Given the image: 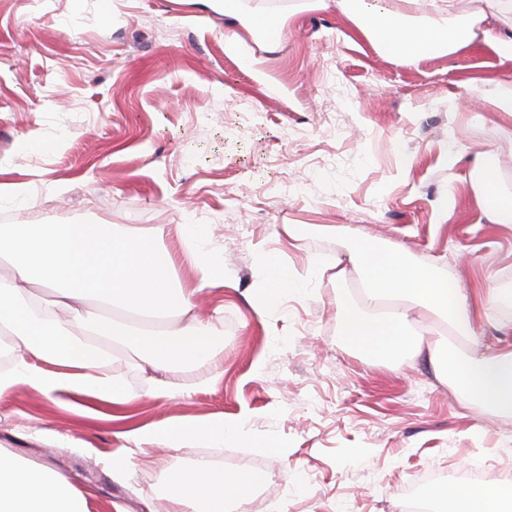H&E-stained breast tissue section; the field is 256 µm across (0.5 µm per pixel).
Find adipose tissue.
<instances>
[{
  "mask_svg": "<svg viewBox=\"0 0 512 512\" xmlns=\"http://www.w3.org/2000/svg\"><path fill=\"white\" fill-rule=\"evenodd\" d=\"M318 0L336 6L387 55L415 63L430 55L455 54L475 42L512 49L483 12L462 14L455 0ZM473 170L478 203L495 224H512V198L497 190L498 162L493 152L478 155ZM346 249L357 263L365 286L361 300L343 296L337 310L343 334L359 351L389 357L404 347L426 362L441 383L452 382L462 403L471 409L512 416V346L482 351L470 327L472 303L460 288L449 285L434 264L404 259L400 251L371 252L352 230H345ZM0 263L15 270L0 277V335L11 353L0 369V395L28 383L47 397L91 396L119 408L133 397L116 374L113 344L137 353L156 371L155 396L174 395L166 375L188 363L209 359L212 320L194 314L191 288L170 285V258L155 244L151 232L112 224H1ZM51 289L53 299L35 301L33 285ZM110 305L128 312L163 317L178 311L181 320L159 330L130 323L100 322L98 309ZM68 319H60V312ZM462 337V345L437 337L438 326ZM107 337L104 345L85 340V333ZM247 421L216 419L202 425L134 428L124 434L134 448H177L189 441L223 447L241 436ZM251 471L227 472L197 460L187 472L169 473L165 498L168 512H246L257 487ZM445 512H512V480L480 486L451 485L435 491ZM0 512H89L86 499L57 470H36L0 458Z\"/></svg>",
  "mask_w": 512,
  "mask_h": 512,
  "instance_id": "obj_1",
  "label": "adipose tissue"
}]
</instances>
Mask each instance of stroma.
<instances>
[{"instance_id": "35a3bbf8", "label": "stroma", "mask_w": 512, "mask_h": 512, "mask_svg": "<svg viewBox=\"0 0 512 512\" xmlns=\"http://www.w3.org/2000/svg\"><path fill=\"white\" fill-rule=\"evenodd\" d=\"M491 79L512 80V60L483 43L405 64L314 0H0V224L158 228L173 285L198 288L200 254L225 276L196 297L223 311L221 354L171 373L178 394L155 396L133 355L118 410L20 384L0 398V448L63 472L90 512H166L168 472L209 454L129 452L122 431L220 415L247 421L224 470L275 483L248 512H401L412 485L504 480L512 418L464 408L410 354L348 346L336 308L361 288L348 227L441 265L483 345L512 344L479 309L512 289V224L488 220L471 176L493 150L512 195V114L485 104ZM272 259L298 284L260 317ZM116 461L136 475L113 477Z\"/></svg>"}]
</instances>
